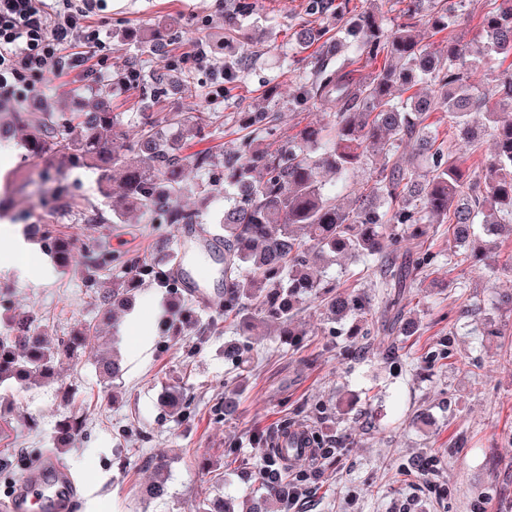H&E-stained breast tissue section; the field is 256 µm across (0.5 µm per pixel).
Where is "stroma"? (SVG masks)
Here are the masks:
<instances>
[{
	"mask_svg": "<svg viewBox=\"0 0 512 512\" xmlns=\"http://www.w3.org/2000/svg\"><path fill=\"white\" fill-rule=\"evenodd\" d=\"M246 19L251 65L238 99H190L172 88L160 98L112 85L116 73L139 64L144 73L167 72L172 53L205 50L206 64L192 70L204 88L216 85L224 64V18L233 0H107L93 20L105 48L91 51V67L70 72L67 87L46 93L35 112L89 111L99 101L123 113L136 132L143 112H220L225 120L210 144L222 166V150L233 149L241 130L234 118L240 103L256 104L275 89L282 129L292 133L322 122L323 109L302 110L290 98L298 74L280 54L297 30L307 0H254ZM170 42L167 53L157 40ZM103 173L91 167L66 172L62 182L77 206L56 216L57 233L113 260L112 272L89 275L84 263L54 265L46 242L20 255V262L50 264L52 275L35 281L0 272V333L32 317L38 331L55 339L84 323L98 326L73 358L60 357L54 383L33 382L21 390H0V502L9 500L25 468L54 458L80 487L74 512H198L203 496H242V469H258L275 438L302 427L337 448L334 463L312 457L292 464L308 472L309 492L301 512H512V239L486 252L481 267L439 263L422 275L411 296L420 332L409 354L384 359L391 343L392 316L379 312L366 336L344 335L322 315L318 302H305L298 337L285 341L274 324L244 337L247 362L224 360L233 338L213 306L224 288V262L207 246L198 225L181 229L157 223L142 210L112 223V201L100 192ZM39 184L0 198V239L24 236L40 223ZM186 232L191 289L140 286L136 305L153 326L142 342L136 325L101 319L99 296L121 287L120 268L130 258L166 269L175 262L179 232ZM122 357L119 379L100 378L101 351ZM449 352L450 364L425 361V353ZM178 389L181 416H172L163 392ZM241 392L237 415L225 416V391ZM79 416L83 430L56 447L59 420ZM263 436L262 446L251 440ZM236 449L231 464L225 449ZM168 461L162 497L149 499L142 487L152 478L151 462Z\"/></svg>",
	"mask_w": 512,
	"mask_h": 512,
	"instance_id": "stroma-1",
	"label": "stroma"
}]
</instances>
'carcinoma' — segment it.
<instances>
[{"label":"carcinoma","instance_id":"1","mask_svg":"<svg viewBox=\"0 0 512 512\" xmlns=\"http://www.w3.org/2000/svg\"><path fill=\"white\" fill-rule=\"evenodd\" d=\"M351 0H308V14H335L336 33L325 27H303L281 47L288 70H304L292 103L297 108L332 105L327 120L309 124L292 135L282 134V114L274 109L273 95L263 105L244 113L249 131L236 147L224 152V170L210 177V148L186 152L212 135L213 116L198 112L184 117L178 112H151L142 117L131 137L123 116L107 106L90 112H49L29 124L28 156L57 160L56 174L74 165L112 168L103 193L115 201L147 210L161 224H197L200 213L182 208L184 172L193 167L203 175L198 184L201 204L224 198L218 219L224 230V322L246 336L259 324L272 321L283 336L293 332L300 305L314 299L336 321H350L370 331L375 326L372 297L364 291L344 289L366 275H375L386 289L384 305L396 309L392 330L409 338L417 322L405 317L403 290L416 285L418 276L438 262L430 250L410 254L404 242L421 239L431 224H446L454 250L448 262L477 265L484 239L507 227L512 232V75L494 87L482 89L470 81L472 61L484 56L512 57V0H485L489 5L480 32L469 42L448 39V50L431 51L415 34L414 19L425 10L433 13L436 31L448 29L446 19L464 7L465 0H396L404 21L387 28L376 4L366 8ZM254 12L251 0H235L228 25L243 40V21ZM312 54H306L311 46ZM383 65L364 75L361 68L378 59ZM250 66L249 55L224 59V91H232ZM425 85L430 95L415 93L397 98V92ZM436 111L448 117V132L471 142V116L480 114L493 140L491 160L472 172L462 168L460 157L439 138L428 119ZM181 138L167 135L170 127ZM367 160L376 167L352 203L339 202L351 174ZM328 171L336 183L319 179ZM67 197L58 186L49 203H42L48 220L41 233L49 241L57 265L73 262L74 240L55 234L51 218ZM340 258L359 265L341 270L334 280L316 271ZM128 274L148 277L160 288H181V275L161 272L136 259L126 263ZM136 288H114L100 303L128 304ZM93 326L84 324L70 336L51 341L32 329V320L15 322L0 336V386L25 385L37 378L55 376L61 356H73L88 341ZM224 360L242 366L246 361L237 342L224 344ZM105 379L120 374L112 355L100 362ZM82 422L61 421L57 440L76 435ZM273 468L279 477H267L269 467L255 474L264 492L241 509L235 499L205 497L199 512H279L288 491V470ZM156 480L147 489L155 497L164 493L166 462L155 459Z\"/></svg>","mask_w":512,"mask_h":512}]
</instances>
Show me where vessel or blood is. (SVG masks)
<instances>
[{"instance_id": "vessel-or-blood-1", "label": "vessel or blood", "mask_w": 512, "mask_h": 512, "mask_svg": "<svg viewBox=\"0 0 512 512\" xmlns=\"http://www.w3.org/2000/svg\"><path fill=\"white\" fill-rule=\"evenodd\" d=\"M76 487L65 469L37 461L23 477L13 512H69Z\"/></svg>"}]
</instances>
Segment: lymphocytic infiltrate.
I'll return each mask as SVG.
<instances>
[{"label":"lymphocytic infiltrate","mask_w":512,"mask_h":512,"mask_svg":"<svg viewBox=\"0 0 512 512\" xmlns=\"http://www.w3.org/2000/svg\"><path fill=\"white\" fill-rule=\"evenodd\" d=\"M106 0H0V106L39 100L49 79L80 66L75 39L103 46L91 23Z\"/></svg>","instance_id":"1"}]
</instances>
